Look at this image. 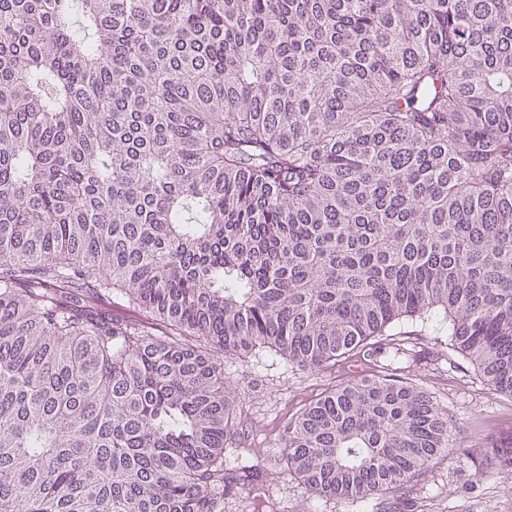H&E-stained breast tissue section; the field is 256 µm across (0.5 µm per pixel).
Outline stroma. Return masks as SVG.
<instances>
[{
    "label": "stroma",
    "mask_w": 512,
    "mask_h": 512,
    "mask_svg": "<svg viewBox=\"0 0 512 512\" xmlns=\"http://www.w3.org/2000/svg\"><path fill=\"white\" fill-rule=\"evenodd\" d=\"M446 326L440 311L402 322L397 336L381 337L375 350L320 370L266 350L226 357L224 390L238 403L241 422L225 468L255 464L266 472L265 499L275 512H512V468H490L492 448L512 441V396L490 389L477 366L451 346ZM379 374L431 393L456 427L451 455L400 492L364 504L312 495L281 463L279 431L325 393Z\"/></svg>",
    "instance_id": "stroma-1"
}]
</instances>
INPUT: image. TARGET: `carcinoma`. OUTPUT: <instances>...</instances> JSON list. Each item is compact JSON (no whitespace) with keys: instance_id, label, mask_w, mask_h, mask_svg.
I'll return each instance as SVG.
<instances>
[{"instance_id":"1","label":"carcinoma","mask_w":512,"mask_h":512,"mask_svg":"<svg viewBox=\"0 0 512 512\" xmlns=\"http://www.w3.org/2000/svg\"><path fill=\"white\" fill-rule=\"evenodd\" d=\"M437 309L512 395V0H0V512L254 504L214 354L323 368ZM452 436L380 375L279 441L355 505Z\"/></svg>"}]
</instances>
